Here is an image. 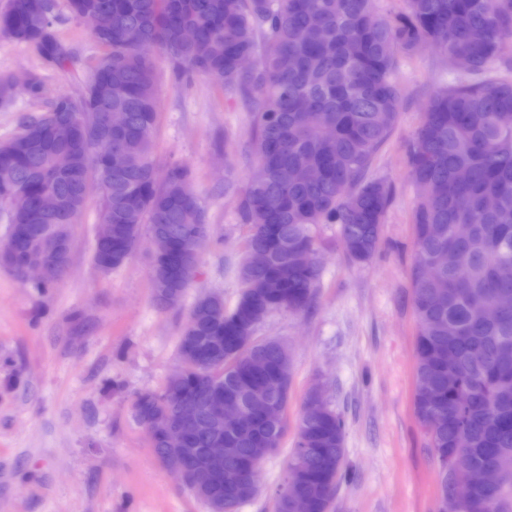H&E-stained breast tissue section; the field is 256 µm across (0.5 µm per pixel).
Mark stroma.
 Returning a JSON list of instances; mask_svg holds the SVG:
<instances>
[{
    "mask_svg": "<svg viewBox=\"0 0 512 512\" xmlns=\"http://www.w3.org/2000/svg\"><path fill=\"white\" fill-rule=\"evenodd\" d=\"M54 30L74 54L62 70L34 46L0 36V77L14 80L11 96L0 99V141L18 131L22 116L84 89L100 48L73 16ZM152 56L156 169L191 172L205 221L220 238L202 250L189 293L219 292L230 305L240 293L246 231L237 203L255 165L252 106L203 75L177 79L164 52ZM466 77L427 45L399 56L398 120L368 171L393 188L376 253L352 261L335 225H321L322 276L312 306L273 313L257 330L290 351L289 421L315 386L344 416L347 477L333 512H438L437 472L413 405L418 324L409 270L416 193L407 152L432 91ZM33 79L42 85L36 97L27 90ZM98 206V196H90L72 227L71 267L53 287L34 288L0 267V512H206L157 460L131 410L137 393L160 389L178 366L187 309L154 304L146 246L118 271L94 268ZM292 444L285 436L262 462L258 493L240 512H273Z\"/></svg>",
    "mask_w": 512,
    "mask_h": 512,
    "instance_id": "obj_1",
    "label": "stroma"
}]
</instances>
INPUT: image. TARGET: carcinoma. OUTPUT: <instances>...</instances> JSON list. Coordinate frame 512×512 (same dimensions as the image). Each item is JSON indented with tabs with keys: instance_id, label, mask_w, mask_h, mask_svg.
I'll return each mask as SVG.
<instances>
[{
	"instance_id": "obj_1",
	"label": "carcinoma",
	"mask_w": 512,
	"mask_h": 512,
	"mask_svg": "<svg viewBox=\"0 0 512 512\" xmlns=\"http://www.w3.org/2000/svg\"><path fill=\"white\" fill-rule=\"evenodd\" d=\"M75 17L95 10L111 36L92 67L83 92L60 95L50 109L23 118L15 137L26 140L44 128L68 142L70 115L100 131L107 113L125 112L126 128L89 146L74 148L72 169L59 176L38 144L22 155L0 152V217L18 225L0 245L15 262L0 263L14 276L29 253L53 237L67 243L85 202L77 197L82 177L94 169L106 183L97 221L112 225V245L93 247L92 260L110 273L125 264L142 235L161 233L177 246L179 261H200L194 234L212 237L191 175L179 166L153 184L154 134L158 122L156 76L150 48L162 49L177 73H201L229 90L253 98L252 152L264 178L248 185L239 201L246 226L240 267L241 293L231 307L211 292L195 299L177 343L179 357L199 353L183 377L168 379L159 392L136 395L134 421L154 431V455L164 461L173 414L165 393L177 390L197 410L187 427V447H212L217 431L209 413L219 391L250 407L277 395L288 402L291 361L282 343L255 338L272 312L309 308L322 270L305 254L317 251L316 230L335 224L343 249L357 261L376 253L391 188L364 179L376 151L397 121L400 92L394 81L398 56L430 42L449 62L464 59L476 81L438 88L413 137L408 154L417 190L412 213L415 254L410 268L418 321L414 409L440 470L441 492L457 474V449L471 465L488 464L500 483L476 489L459 512H512V363L500 357L512 346V309L489 314L497 298L512 293V79L490 76L491 63L512 43V0H405L398 14L382 19L374 0H67ZM58 0H7L0 9V34L31 44L59 69L71 51L54 30ZM256 60L242 72L237 61ZM119 160L97 168L100 154ZM306 165L314 181L286 184L284 168ZM54 192L62 211L42 220L40 201ZM455 224L470 225L455 238ZM268 262L254 266L250 254ZM446 253L448 264L432 282L420 278L426 259ZM168 261L151 263L155 304H182L191 281L164 275ZM267 282L262 295L248 284ZM265 373L244 376L248 356ZM288 422L256 419L248 428H224V476L188 489L208 512H225L257 493L246 460L263 462L278 448ZM345 423L331 407L312 416L303 410L297 425L275 512H287L294 480L310 512H332L344 473Z\"/></svg>"
}]
</instances>
